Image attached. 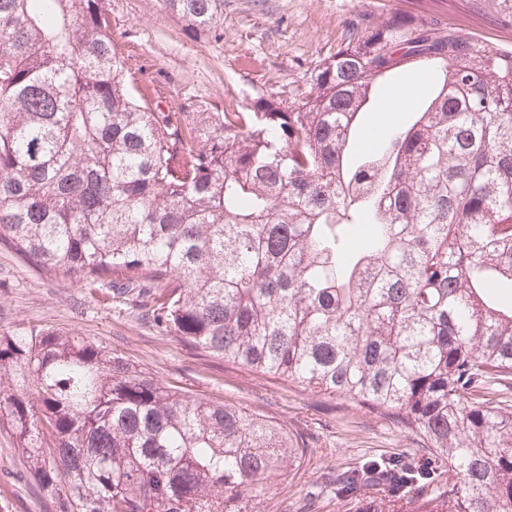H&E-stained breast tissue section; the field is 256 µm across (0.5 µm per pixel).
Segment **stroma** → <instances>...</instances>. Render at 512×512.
<instances>
[{
	"mask_svg": "<svg viewBox=\"0 0 512 512\" xmlns=\"http://www.w3.org/2000/svg\"><path fill=\"white\" fill-rule=\"evenodd\" d=\"M371 0H224L210 29L195 31L163 0H106L112 40L140 67L139 90L165 112H248L258 99L290 100L306 90L323 59L335 54L348 22ZM450 24L512 51V27L501 25L483 0H381ZM436 76L417 65L381 85L375 125L393 96L409 100L393 117L405 124L431 93ZM53 327L102 342L164 387L205 400L227 401L282 425L303 448L290 467L266 480L255 512H357L367 500L337 499L330 474L358 470L379 458L429 457L419 438L349 400L318 393L242 366L200 356L160 331L145 312L113 301L106 290L46 277L0 247V332ZM9 512H59L55 498L29 476L8 432L0 433V505Z\"/></svg>",
	"mask_w": 512,
	"mask_h": 512,
	"instance_id": "1",
	"label": "stroma"
}]
</instances>
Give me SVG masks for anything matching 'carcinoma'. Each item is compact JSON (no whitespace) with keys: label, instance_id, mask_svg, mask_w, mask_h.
Returning a JSON list of instances; mask_svg holds the SVG:
<instances>
[{"label":"carcinoma","instance_id":"carcinoma-1","mask_svg":"<svg viewBox=\"0 0 512 512\" xmlns=\"http://www.w3.org/2000/svg\"><path fill=\"white\" fill-rule=\"evenodd\" d=\"M104 0H0V246L116 290L204 357L348 399L448 459L336 476L368 512H512V51L399 10L348 23L290 102L135 98ZM512 26V0H485ZM196 30L224 0H164ZM440 72L361 146L376 80ZM0 427L60 512H249L298 449L93 340L0 334Z\"/></svg>","mask_w":512,"mask_h":512}]
</instances>
